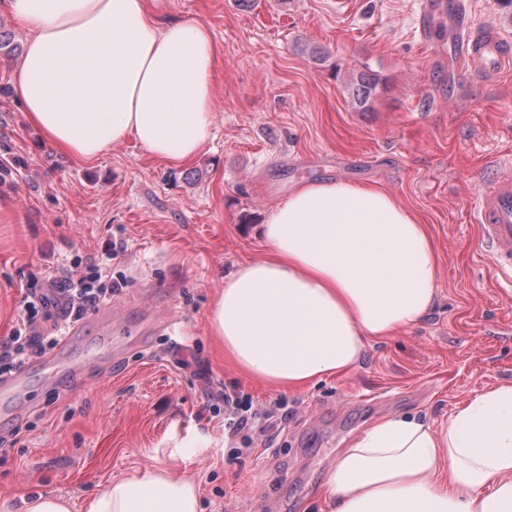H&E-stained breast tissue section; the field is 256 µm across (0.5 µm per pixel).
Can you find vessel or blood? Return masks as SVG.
I'll return each instance as SVG.
<instances>
[{"mask_svg": "<svg viewBox=\"0 0 512 512\" xmlns=\"http://www.w3.org/2000/svg\"><path fill=\"white\" fill-rule=\"evenodd\" d=\"M447 12L455 35L457 56L467 70L488 81L512 73V46L492 27L468 23L463 6L448 9L445 0H422L418 19L421 39L432 43L431 16ZM472 221L478 228L477 260H489L502 287L512 291V175L481 183Z\"/></svg>", "mask_w": 512, "mask_h": 512, "instance_id": "b4317fda", "label": "vessel or blood"}]
</instances>
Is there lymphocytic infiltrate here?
<instances>
[{
	"mask_svg": "<svg viewBox=\"0 0 512 512\" xmlns=\"http://www.w3.org/2000/svg\"><path fill=\"white\" fill-rule=\"evenodd\" d=\"M117 255L116 244L106 245L100 259L86 264L82 277L53 279L47 293L37 292L32 287L26 289L15 326L7 336L0 338V375L20 370L33 358L54 348L63 340L71 323L98 311L100 305L111 298L118 286L103 281L102 269ZM252 407L250 394L233 390L221 394L219 403L210 405L209 410L223 414L226 428L234 434L256 420L266 429L277 426L276 408L257 414Z\"/></svg>",
	"mask_w": 512,
	"mask_h": 512,
	"instance_id": "obj_1",
	"label": "lymphocytic infiltrate"
}]
</instances>
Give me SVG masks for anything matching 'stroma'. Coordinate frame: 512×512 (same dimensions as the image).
<instances>
[{"label":"stroma","instance_id":"stroma-1","mask_svg":"<svg viewBox=\"0 0 512 512\" xmlns=\"http://www.w3.org/2000/svg\"><path fill=\"white\" fill-rule=\"evenodd\" d=\"M158 18L197 19L219 47L214 121L194 159L169 166L132 139L91 162L54 148L19 102L0 96V336L21 290L81 276L110 242L124 250L110 335L87 324L66 357L84 372L29 366L0 399V503L75 500L157 464L193 478L202 512H329L323 479L351 440L390 415L446 423L460 403L512 382V294L475 262L469 222L480 182L512 155V79L481 81L457 63L448 17L436 45L418 33L421 0H155ZM473 24L512 41L505 0H463ZM0 87L28 33L0 5ZM381 84L367 109L357 74ZM344 180L391 193L426 224L439 256L434 306L373 340L348 373L301 390L251 382L225 362L207 316L225 278L264 255L269 209L302 182ZM195 357L208 379L179 368ZM239 388L284 419L228 434L206 406ZM240 449L233 457L232 449Z\"/></svg>","mask_w":512,"mask_h":512}]
</instances>
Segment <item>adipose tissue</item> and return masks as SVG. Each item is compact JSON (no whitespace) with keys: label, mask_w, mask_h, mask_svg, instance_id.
I'll list each match as a JSON object with an SVG mask.
<instances>
[{"label":"adipose tissue","mask_w":512,"mask_h":512,"mask_svg":"<svg viewBox=\"0 0 512 512\" xmlns=\"http://www.w3.org/2000/svg\"><path fill=\"white\" fill-rule=\"evenodd\" d=\"M30 31L12 69L28 120L93 161L135 139L180 164L214 119L218 50L196 19L160 25L147 0H5ZM265 255L241 264L208 315L224 358L249 379L296 390L347 373L370 340L419 322L437 296L426 225L384 189L294 188L262 226ZM331 512H512V383L461 405L440 428L408 416L358 434L327 471ZM82 512H201L196 482L145 466L84 499Z\"/></svg>","instance_id":"ef3b65f1"}]
</instances>
